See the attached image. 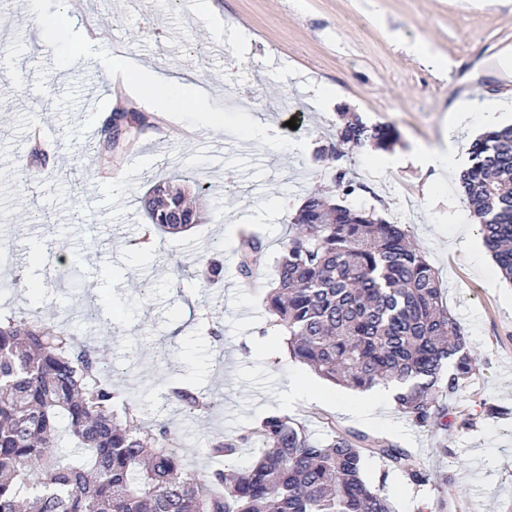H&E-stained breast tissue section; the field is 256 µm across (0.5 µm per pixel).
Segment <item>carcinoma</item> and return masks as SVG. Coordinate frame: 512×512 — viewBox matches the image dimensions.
I'll return each instance as SVG.
<instances>
[{
  "label": "carcinoma",
  "instance_id": "obj_1",
  "mask_svg": "<svg viewBox=\"0 0 512 512\" xmlns=\"http://www.w3.org/2000/svg\"><path fill=\"white\" fill-rule=\"evenodd\" d=\"M339 144L367 142L389 147L395 131L341 113ZM163 118L136 109L123 123V141L103 125L97 154L112 157ZM470 166L461 188L483 243L512 282V126L484 132L468 147ZM333 191H355L347 173L332 177ZM206 188L185 190L157 182L142 200L158 230L182 233L200 222L196 200ZM182 207L186 222L165 223L164 204ZM267 294L271 324L288 336V351L321 377L357 391L379 384L398 387L397 411L421 428L445 426L449 406L475 370L466 338L443 303L442 288L424 252L403 225L372 211L351 210L336 196H308L291 220ZM265 247L241 236L240 274L250 279ZM211 281L224 277L223 249L205 258ZM99 350L41 311L0 318V512H395L365 476L379 458L413 484L429 481L412 450L385 436L355 428L314 439L304 425L281 414L266 416L238 438L210 443L221 461L236 457L248 441L262 452L238 474L216 468L201 478L176 453L174 433L164 424L144 429L134 396L114 381ZM124 397L123 414L114 399ZM170 398L191 414L213 400L188 385ZM86 457L62 463L55 448L60 425Z\"/></svg>",
  "mask_w": 512,
  "mask_h": 512
}]
</instances>
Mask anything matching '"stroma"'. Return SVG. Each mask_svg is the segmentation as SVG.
Listing matches in <instances>:
<instances>
[{
    "label": "stroma",
    "mask_w": 512,
    "mask_h": 512,
    "mask_svg": "<svg viewBox=\"0 0 512 512\" xmlns=\"http://www.w3.org/2000/svg\"><path fill=\"white\" fill-rule=\"evenodd\" d=\"M56 0H0V315L39 309L61 323L74 318L72 280L61 257L82 258L83 298L93 322L78 321L121 372L146 427L168 424L188 469L231 472L257 452L217 462L207 449L269 414L288 415L316 439L337 425L386 435L414 449L429 474L416 486L370 459L366 473L396 512H512V284L498 273L481 239L467 241L471 219L455 181L425 164L442 145L452 110L512 102V0H87L67 40L55 37ZM46 19L43 39L33 20ZM97 24L91 43L82 30ZM129 70L196 75L202 106L169 113L166 135L148 131L134 150L99 175L88 160L86 88L113 105L122 79L115 46ZM267 125L247 130L254 105ZM343 112L393 125L388 150L344 147L338 161H315L336 139ZM224 123L213 129V114ZM38 123L57 145L48 177L34 180L28 132ZM357 185L350 208L375 210L405 225L434 268L443 302L460 324L476 371L451 402L446 426L420 428L394 402L369 421L362 392L326 384V398L299 388L313 370L289 354L271 326L266 292L305 197L328 189L334 167ZM209 184L204 223L169 235L150 230L141 205L159 181ZM46 214L32 222L31 210ZM258 234L265 260L254 284L236 267L242 230ZM55 236V253L43 252ZM224 278L199 271L213 243ZM38 285L34 297L6 286L7 270ZM221 326L222 338L211 334ZM214 398L208 414L183 411L172 385Z\"/></svg>",
    "instance_id": "1"
}]
</instances>
